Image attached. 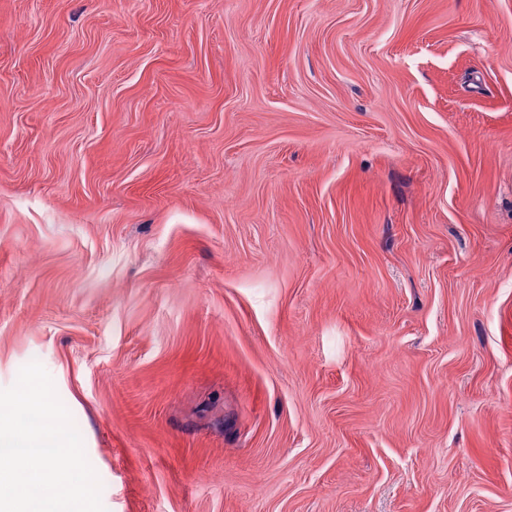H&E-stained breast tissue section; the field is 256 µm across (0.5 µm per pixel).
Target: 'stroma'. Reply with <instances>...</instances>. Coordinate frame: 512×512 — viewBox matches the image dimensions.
<instances>
[{
  "instance_id": "1",
  "label": "stroma",
  "mask_w": 512,
  "mask_h": 512,
  "mask_svg": "<svg viewBox=\"0 0 512 512\" xmlns=\"http://www.w3.org/2000/svg\"><path fill=\"white\" fill-rule=\"evenodd\" d=\"M106 512H512V0H0V389Z\"/></svg>"
}]
</instances>
